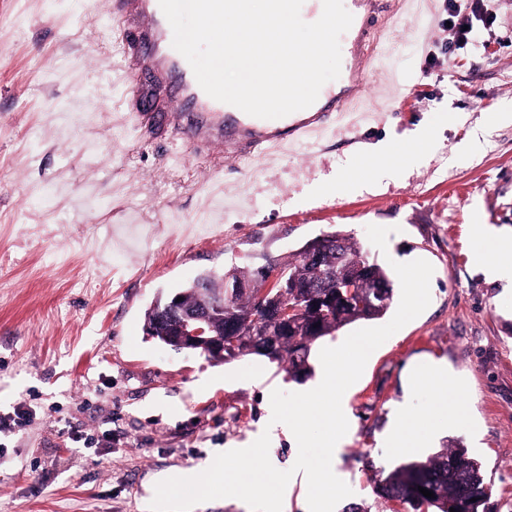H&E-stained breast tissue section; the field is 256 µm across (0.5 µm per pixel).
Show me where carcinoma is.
<instances>
[{
	"label": "carcinoma",
	"mask_w": 512,
	"mask_h": 512,
	"mask_svg": "<svg viewBox=\"0 0 512 512\" xmlns=\"http://www.w3.org/2000/svg\"><path fill=\"white\" fill-rule=\"evenodd\" d=\"M315 241L320 246L319 262L307 263L304 247L295 259L277 263L283 279L288 281L286 302L301 306L288 334L272 323V316L259 311L257 298L264 291L265 280L253 270L232 271L248 288L224 300V317L215 318L213 323L217 335L231 328L238 343V357L257 355L273 362H285L288 375L295 379L311 373L314 344L350 323L381 317L390 308L394 296L389 270L369 261L351 237L333 231ZM363 265L370 267V276L362 281L359 292L374 298L375 304L345 306L338 301L333 308L321 309L313 303L314 298L331 292L330 284L347 279ZM381 283L385 287L377 288ZM222 289L221 277L202 274L177 291L183 300L176 307L169 306L173 294L158 297L145 312V323L153 327L154 340L170 345L167 336L179 324L182 310L219 299ZM420 486L433 491L434 497H425L418 490ZM375 490L380 497L405 505L411 512H450L452 508L456 512H486L485 505L492 496L481 465L456 442L425 460L397 466L379 479Z\"/></svg>",
	"instance_id": "1"
}]
</instances>
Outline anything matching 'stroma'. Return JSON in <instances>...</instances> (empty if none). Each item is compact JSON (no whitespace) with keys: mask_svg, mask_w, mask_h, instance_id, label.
<instances>
[{"mask_svg":"<svg viewBox=\"0 0 512 512\" xmlns=\"http://www.w3.org/2000/svg\"><path fill=\"white\" fill-rule=\"evenodd\" d=\"M104 0H0V512H149L156 484L261 434V356L216 363L144 331L145 309L198 274L291 260L333 230L371 260L432 264L431 303L369 357L347 396L337 469L365 512H406L375 480L399 465L394 411L441 424L512 512V288L476 257L512 233V0H387L366 92L318 131L225 162L218 147L135 123ZM472 26L453 44L451 8ZM433 140L374 189L337 190L365 144ZM390 228L386 250L366 228ZM464 387L411 392L413 358ZM94 436L86 448L76 436Z\"/></svg>","mask_w":512,"mask_h":512,"instance_id":"obj_1","label":"stroma"}]
</instances>
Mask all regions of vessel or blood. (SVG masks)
<instances>
[{
    "label": "vessel or blood",
    "instance_id": "1",
    "mask_svg": "<svg viewBox=\"0 0 512 512\" xmlns=\"http://www.w3.org/2000/svg\"><path fill=\"white\" fill-rule=\"evenodd\" d=\"M382 0H352L364 8L360 26L341 40L352 45L345 80L357 97L369 72L371 30ZM105 13L117 24L130 89L131 110L139 121L166 116L177 133L194 142L223 147L226 156L260 154L324 125L336 110V89L322 87L310 107L279 119H261L208 96L187 60L173 47V31L159 0H107Z\"/></svg>",
    "mask_w": 512,
    "mask_h": 512
}]
</instances>
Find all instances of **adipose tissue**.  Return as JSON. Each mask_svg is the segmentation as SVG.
Returning <instances> with one entry per match:
<instances>
[{
  "label": "adipose tissue",
  "instance_id": "1",
  "mask_svg": "<svg viewBox=\"0 0 512 512\" xmlns=\"http://www.w3.org/2000/svg\"><path fill=\"white\" fill-rule=\"evenodd\" d=\"M430 143L431 137L426 134L406 144L399 153L385 143L367 148L358 155L349 174L340 177L338 185L343 189L378 186L400 166L425 153Z\"/></svg>",
  "mask_w": 512,
  "mask_h": 512
}]
</instances>
